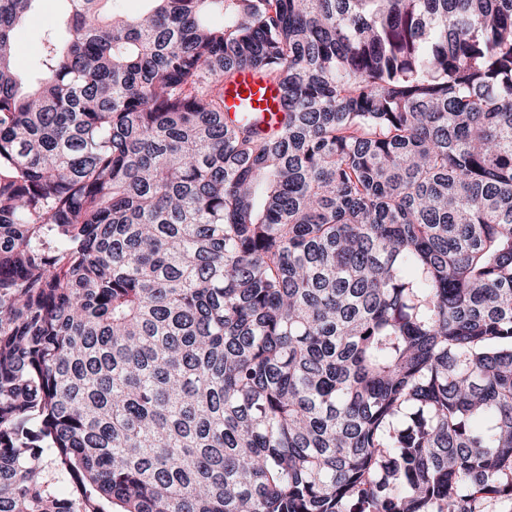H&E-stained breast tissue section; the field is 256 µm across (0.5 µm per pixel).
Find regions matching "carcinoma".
Masks as SVG:
<instances>
[{
  "mask_svg": "<svg viewBox=\"0 0 512 512\" xmlns=\"http://www.w3.org/2000/svg\"><path fill=\"white\" fill-rule=\"evenodd\" d=\"M38 2L0 0V512L512 503V0H63L27 82ZM245 70L277 128L224 119ZM61 4V0H41L34 19L16 32V64L21 73H28L35 65L41 50V35L58 23Z\"/></svg>",
  "mask_w": 512,
  "mask_h": 512,
  "instance_id": "1",
  "label": "carcinoma"
}]
</instances>
